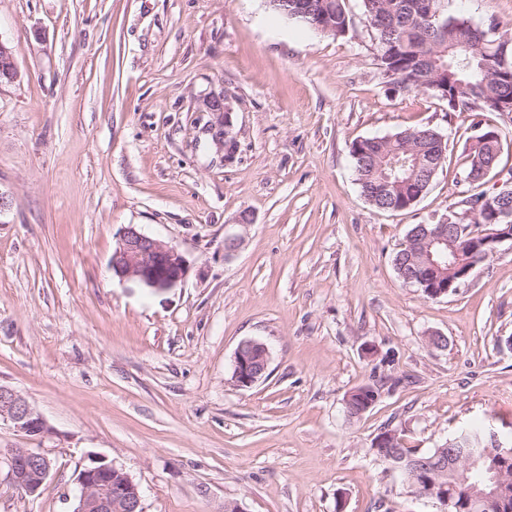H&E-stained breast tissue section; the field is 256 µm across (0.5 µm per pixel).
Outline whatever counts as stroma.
<instances>
[{
    "instance_id": "obj_1",
    "label": "stroma",
    "mask_w": 512,
    "mask_h": 512,
    "mask_svg": "<svg viewBox=\"0 0 512 512\" xmlns=\"http://www.w3.org/2000/svg\"><path fill=\"white\" fill-rule=\"evenodd\" d=\"M447 7L512 28V0ZM347 8L331 36L267 0H0L19 71L0 85V383L50 429L0 421V512H72L92 455L133 477L145 512H439L375 437L426 451L476 421L512 436V246L437 299L393 265L456 201L472 117L384 75L361 0ZM420 127L447 139L445 165L412 208L374 207L353 143ZM131 224L181 250L183 283L113 274ZM247 339L271 357L240 388ZM368 385L379 399L349 417ZM13 448L53 460L38 494L12 484ZM270 353L262 341H242L234 355L232 380L240 388H249L262 379L267 372Z\"/></svg>"
}]
</instances>
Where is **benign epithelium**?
I'll return each mask as SVG.
<instances>
[{
	"label": "benign epithelium",
	"instance_id": "obj_1",
	"mask_svg": "<svg viewBox=\"0 0 512 512\" xmlns=\"http://www.w3.org/2000/svg\"><path fill=\"white\" fill-rule=\"evenodd\" d=\"M19 76L12 52L7 42L0 39V83L13 82ZM496 200L504 203L501 209L474 200H466L449 209L448 216L436 224H421L408 237L406 245L413 254L422 256L419 268L425 272L438 265L430 250L438 245L453 255L456 243L469 237L468 220L481 213L494 222L498 218L512 217V183L505 185ZM512 242V224H499L489 236L477 242V249L484 256L497 252L499 244ZM112 272L120 279H132L146 288L165 290L182 282L189 265L183 253L175 245L154 238L134 225L124 228L118 245L112 254ZM473 268L460 263L448 265V283L442 287L426 279L409 277L400 273L406 284L427 288V292L438 298L457 290L467 281ZM270 353L268 346L255 339L241 342L234 355L232 380L240 388H250L267 372ZM378 396L369 388L355 390L348 395L346 405L362 414L377 401ZM5 420L20 432L29 436L43 437L49 434L43 416L16 389L0 384V420ZM448 447H466L468 451L453 453L448 457L437 451L433 457L414 459L416 472L421 480L415 495L427 499L448 512L451 499L447 491L452 484L462 488L467 504L476 508L482 504H497L509 508L506 495V474L487 460L497 456L512 455V444L499 439L494 432L487 441L472 443L466 434L448 442ZM53 462L39 448H13L9 454V477L14 485L26 494H37L50 476ZM78 494L73 512H144L142 495L138 484L123 468L98 456L89 457V463L78 472Z\"/></svg>",
	"mask_w": 512,
	"mask_h": 512
}]
</instances>
